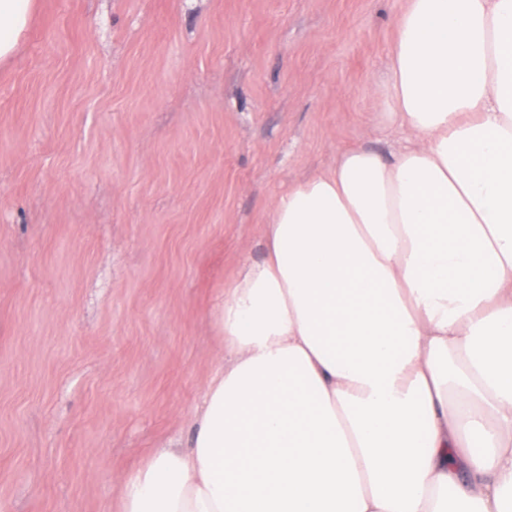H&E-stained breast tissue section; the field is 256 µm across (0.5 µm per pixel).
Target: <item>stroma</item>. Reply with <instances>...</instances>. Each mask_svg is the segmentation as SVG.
Returning <instances> with one entry per match:
<instances>
[{
	"instance_id": "1",
	"label": "stroma",
	"mask_w": 512,
	"mask_h": 512,
	"mask_svg": "<svg viewBox=\"0 0 512 512\" xmlns=\"http://www.w3.org/2000/svg\"><path fill=\"white\" fill-rule=\"evenodd\" d=\"M407 0H37L0 64V512H116L185 450L272 200L401 139Z\"/></svg>"
}]
</instances>
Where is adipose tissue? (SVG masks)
Returning <instances> with one entry per match:
<instances>
[{"label": "adipose tissue", "instance_id": "adipose-tissue-1", "mask_svg": "<svg viewBox=\"0 0 512 512\" xmlns=\"http://www.w3.org/2000/svg\"><path fill=\"white\" fill-rule=\"evenodd\" d=\"M35 7L0 0V63ZM390 72L405 143L275 198L189 449L119 512H512V0H407Z\"/></svg>", "mask_w": 512, "mask_h": 512}]
</instances>
